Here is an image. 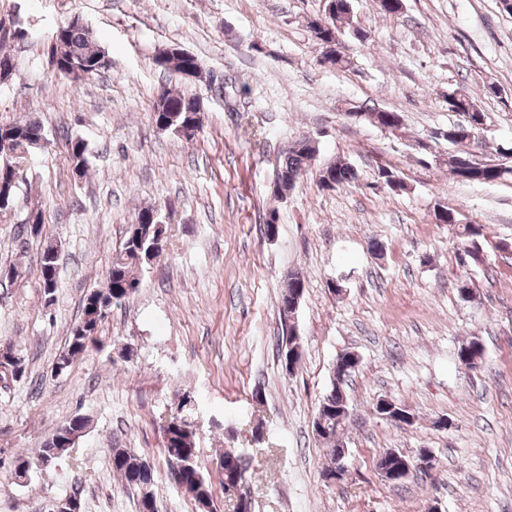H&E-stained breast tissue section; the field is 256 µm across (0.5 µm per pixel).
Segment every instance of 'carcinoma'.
Returning a JSON list of instances; mask_svg holds the SVG:
<instances>
[{"label": "carcinoma", "mask_w": 512, "mask_h": 512, "mask_svg": "<svg viewBox=\"0 0 512 512\" xmlns=\"http://www.w3.org/2000/svg\"><path fill=\"white\" fill-rule=\"evenodd\" d=\"M331 21L325 25L316 22L312 25L318 39L319 48L328 44H338L339 35L349 30L355 38L364 39L363 32L352 25L351 0H333ZM46 55L58 58V72L63 76L72 67H79L82 78L98 75L110 68V61L104 51L95 47L90 40L89 29L81 25L61 24L52 40L45 48ZM154 62L165 72L175 73L184 77L188 71L196 78H202L203 68L198 58L190 53L183 56L166 57L157 54ZM200 98L175 92L167 87L159 90L151 108L152 120L155 124H163L167 130L178 135L190 120V114L199 106ZM448 108L452 112L464 115V121L448 127L446 138L453 145L466 144L476 138V134L484 126L485 115L473 102L462 93L448 96ZM367 120L370 124L384 130H393L401 125V115L389 110H373ZM42 136V124L37 118L24 122L0 124V141H8L11 154L0 157V179L11 181L18 178V161L38 143ZM70 166L86 164V145L80 139H66ZM318 149L315 143L307 138L288 148L284 159L278 162L272 181V193L277 197L284 196L293 188L296 181L314 163ZM357 170L348 163H329L319 170L318 183L321 189L329 190L338 186H350L358 181ZM512 179V165L504 161L491 164L475 176L461 178L466 183L491 184ZM377 180L384 187L400 192L405 183L398 173L389 166L378 168ZM28 217L35 219L33 224L22 223L17 227L16 239L41 234L44 224L42 212L33 211ZM166 234L165 224L160 220L157 210L144 208L135 216L133 224L126 231L119 253L103 275L102 286L93 293L86 294L82 305V317L74 326L66 341V347L55 363V368L66 369L73 360L85 354L97 342V335L102 323L112 310L111 299L128 298L140 283L138 273L145 266L146 258L159 256ZM457 256L462 266H479L484 262L485 235L480 224H465L459 232ZM305 279L297 271L288 273L286 288L281 292L280 312L288 309V303L303 298ZM285 354L280 356L283 369H288V357L300 361L302 345L300 337L295 336L284 345ZM484 347L477 339L461 345L458 350L460 362L475 367L482 361ZM346 386V381L332 375L328 391L320 400L313 421V431L327 447L331 457L343 452L338 440L342 427L336 423V411H349L348 397L339 391ZM89 421L84 416H75L69 422L56 429L41 444L39 460L48 458L59 459L74 446L71 435L87 429ZM164 453L170 469L171 479L190 496L196 503L198 512H215L212 486L205 478L199 461L196 436L193 429L179 413L170 415L163 427ZM223 477H228L231 470L245 469L244 461L239 454L226 449L218 462ZM112 471L116 473L123 485L134 486L140 490L138 501L139 512H158L155 496L152 491L154 470L142 458L126 448L112 449Z\"/></svg>", "instance_id": "1"}]
</instances>
